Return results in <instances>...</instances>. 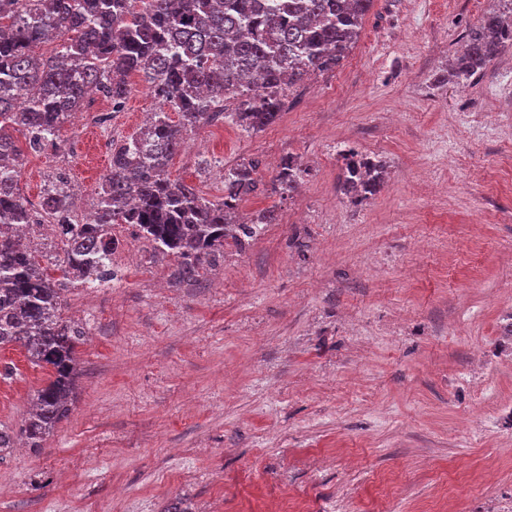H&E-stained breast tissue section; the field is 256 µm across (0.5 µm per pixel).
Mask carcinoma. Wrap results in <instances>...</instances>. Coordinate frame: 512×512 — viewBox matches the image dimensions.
Returning <instances> with one entry per match:
<instances>
[{"mask_svg": "<svg viewBox=\"0 0 512 512\" xmlns=\"http://www.w3.org/2000/svg\"><path fill=\"white\" fill-rule=\"evenodd\" d=\"M373 0H0V347L18 344L54 377L33 395L21 435L40 448L70 412L78 375L76 347L84 327L61 314L72 284L114 280L116 224H134L153 253L179 261L191 281L204 263L224 257V239L242 224L240 202L263 192L259 161L224 173V196L211 200L171 177L169 163L184 135L226 118L245 131L276 121L289 93L336 70L355 43ZM465 35L452 76L464 84L512 46V0H500ZM55 41L46 57L33 48ZM138 74L159 100L142 130L112 143L91 224L75 223L71 194L50 187L42 210L62 251L46 255L26 243L32 208L20 194L22 150L54 142L72 112L98 94L119 107ZM178 114L174 122L169 111ZM339 189L354 204L380 192L384 162L352 147L339 151ZM307 169L280 162L273 190L292 194Z\"/></svg>", "mask_w": 512, "mask_h": 512, "instance_id": "obj_1", "label": "carcinoma"}]
</instances>
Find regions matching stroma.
<instances>
[{"instance_id":"1","label":"stroma","mask_w":512,"mask_h":512,"mask_svg":"<svg viewBox=\"0 0 512 512\" xmlns=\"http://www.w3.org/2000/svg\"><path fill=\"white\" fill-rule=\"evenodd\" d=\"M498 0H373L341 66L292 94L258 132L188 133L172 177L216 200L213 170L260 160L269 233L198 282L140 251L116 285L71 288L84 324L71 411L36 450L0 457V512H512V49L459 85L447 61ZM122 112L66 125L25 153L38 205L65 171L90 208L114 141L157 107L139 76ZM385 159L386 183L351 205L339 149ZM304 159L300 192L271 190ZM300 235L305 251L290 246ZM0 382V427L20 430L50 369L22 347Z\"/></svg>"}]
</instances>
